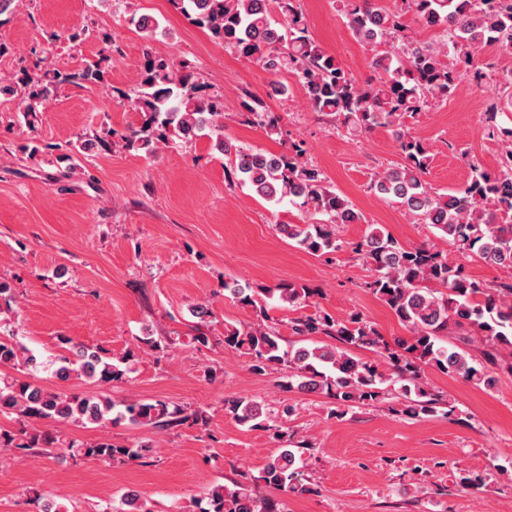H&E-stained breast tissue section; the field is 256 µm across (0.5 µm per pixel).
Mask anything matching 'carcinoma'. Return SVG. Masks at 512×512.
<instances>
[{
	"label": "carcinoma",
	"instance_id": "obj_1",
	"mask_svg": "<svg viewBox=\"0 0 512 512\" xmlns=\"http://www.w3.org/2000/svg\"><path fill=\"white\" fill-rule=\"evenodd\" d=\"M192 23L261 69L276 75L293 74L303 87L312 111L333 118L338 127L359 137L377 127H391L402 154V163L375 174L373 188L395 198L436 236L460 251H468L487 263L512 268V130L498 171L474 168L468 183L448 194L427 189L424 175L430 165L427 143L404 124L407 117L454 92L457 71L445 58L453 53L456 63L469 67L485 46L494 45L512 55V0H409L415 20L439 27L443 41L419 43L407 33L401 15L386 10L377 0H340L349 26L359 42L374 51L371 65L376 76L357 81L311 38L298 0H170ZM103 47L96 61L62 72L44 66L9 82L0 80V94L24 89V119L44 110L54 89L61 85H102L101 63L112 47V35L99 36ZM390 49L379 51L381 44ZM117 96L143 115L141 129L126 138L128 147H148L167 141L169 134L191 140L200 132L217 149L233 156L225 177L248 185L268 202L289 199L306 210L310 222L281 224L280 231L298 247L313 255L342 248L337 235L343 224H357L363 214L329 185L318 168L303 160L304 149L293 142L288 151L269 153L253 147L235 146L224 140L223 98L206 91L199 72L187 62L146 56L136 86L117 91ZM245 121L272 135L281 134V117L252 94L241 103ZM372 272L367 288L384 302L405 325L410 336L389 343L359 313L338 319L317 311L288 321L296 336L321 334L336 344L316 343L285 347L276 327L270 324L269 301L304 307L318 291L305 285L279 284L273 288L240 286L224 281V291L255 312L257 322L243 329L224 327V345L246 358L258 373L283 372L280 387L303 393L323 394L331 400V418H343L356 404L370 405L384 395L382 385L398 386L399 412L411 418L440 414L456 416L451 400L428 390L424 369L432 367L451 377L481 385L496 383L497 370L512 373V280L486 283L470 278L463 263L448 258V251L426 243L407 247L380 227L349 244ZM483 337L488 350L485 362L448 343L452 335ZM142 347L164 352L176 344L171 336H140ZM69 345L70 355L60 357L55 375L73 376L101 384L125 378L130 373L131 353L114 360L98 347ZM353 347L379 356L370 361L348 352ZM34 352L14 335L0 336V367L37 368ZM0 414H14L22 425L52 421L80 424L124 423L130 427L168 430L187 425L204 429L208 412L202 408L172 406L156 400L129 399L116 403L102 396L55 392L24 379L0 385ZM224 415L240 425L269 431L284 446L269 455L255 476L240 472L233 485H217L195 502L198 512H286L278 496H260L264 486L285 494H313L317 489L304 476L299 462L313 446L301 440L286 446L291 433L276 423L280 413L252 398L224 400ZM56 441L48 432L34 431L17 438L0 432V449L27 453ZM73 458L113 464L140 462L154 452L146 444H125L98 439L80 445L70 443Z\"/></svg>",
	"mask_w": 512,
	"mask_h": 512
}]
</instances>
